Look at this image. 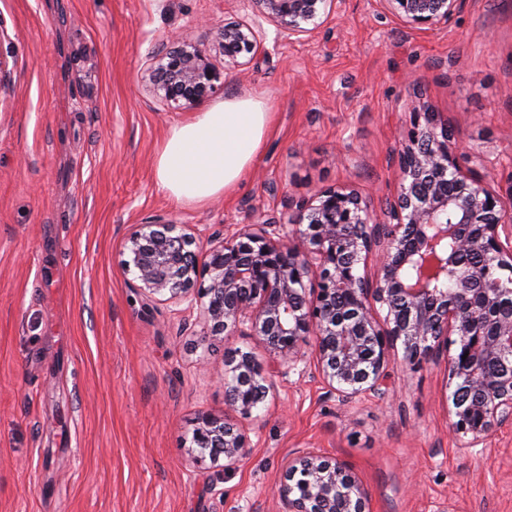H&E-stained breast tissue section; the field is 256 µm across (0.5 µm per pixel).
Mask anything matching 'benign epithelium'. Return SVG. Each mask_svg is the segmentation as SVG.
I'll use <instances>...</instances> for the list:
<instances>
[{
    "instance_id": "7a95c632",
    "label": "benign epithelium",
    "mask_w": 512,
    "mask_h": 512,
    "mask_svg": "<svg viewBox=\"0 0 512 512\" xmlns=\"http://www.w3.org/2000/svg\"><path fill=\"white\" fill-rule=\"evenodd\" d=\"M409 27L445 23L460 0H379ZM339 0H251L253 9L291 38L312 31ZM225 70L251 60L260 40L249 24L226 22L210 31ZM150 83L167 107L209 99L224 70L205 47L173 40L151 58ZM401 186L373 220L353 189L328 188L283 224H246L238 234L204 247L177 225L137 224L127 235L125 268L149 300L200 302L209 335L240 328L268 351L262 364L236 350L224 359L226 406L248 416L272 380L303 361L315 341L317 368L329 394L349 403L362 394L388 396L389 350L401 343L404 361L421 364L446 354L453 429L461 448L485 444L512 426V197L505 200L463 169L456 134L416 112L400 154ZM375 262L377 273H360ZM208 284L198 286L203 277ZM456 287L447 288L448 278ZM456 336L454 354L448 337ZM246 432L223 418L198 416L188 455L230 467L249 454ZM280 512H370L367 492L344 464L304 450L288 461L276 487Z\"/></svg>"
}]
</instances>
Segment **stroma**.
<instances>
[{"label": "stroma", "mask_w": 512, "mask_h": 512, "mask_svg": "<svg viewBox=\"0 0 512 512\" xmlns=\"http://www.w3.org/2000/svg\"><path fill=\"white\" fill-rule=\"evenodd\" d=\"M227 20L262 40L212 99L263 97L274 127L237 190L179 205L154 159L193 112L163 107L147 69L171 34L205 45ZM0 56V512H278L306 448L344 462L372 512H512V427L461 450L444 361L395 349L389 396L346 404L301 363L230 415L226 351L266 350L240 331L205 339L200 305L148 300L124 267L126 235L155 220L204 242L338 185L381 215L415 112L447 120L460 165L512 194V0H462L432 28L342 0L294 40L248 0H0ZM202 413L247 432L236 469L188 459Z\"/></svg>", "instance_id": "35a3bbf8"}]
</instances>
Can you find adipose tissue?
I'll use <instances>...</instances> for the list:
<instances>
[{"instance_id": "obj_1", "label": "adipose tissue", "mask_w": 512, "mask_h": 512, "mask_svg": "<svg viewBox=\"0 0 512 512\" xmlns=\"http://www.w3.org/2000/svg\"><path fill=\"white\" fill-rule=\"evenodd\" d=\"M273 121L268 102L233 96L173 124L154 161V180L171 201L203 204L238 186L258 160Z\"/></svg>"}]
</instances>
